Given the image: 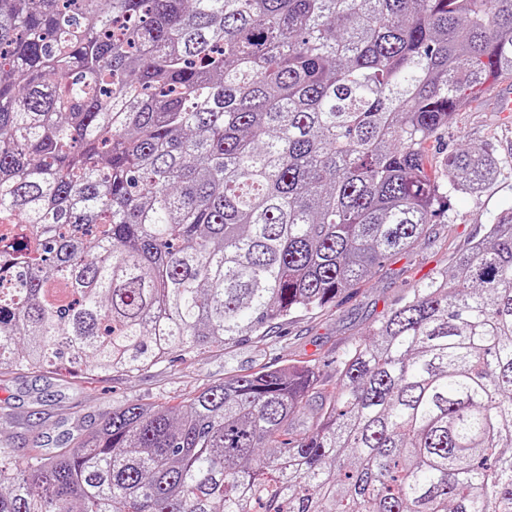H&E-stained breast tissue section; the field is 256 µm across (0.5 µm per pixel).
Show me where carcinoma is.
I'll list each match as a JSON object with an SVG mask.
<instances>
[{"label":"carcinoma","instance_id":"1","mask_svg":"<svg viewBox=\"0 0 512 512\" xmlns=\"http://www.w3.org/2000/svg\"><path fill=\"white\" fill-rule=\"evenodd\" d=\"M512 0H0V376L132 375L325 309L500 175L426 143ZM0 512H512V211L351 344L54 448Z\"/></svg>","mask_w":512,"mask_h":512}]
</instances>
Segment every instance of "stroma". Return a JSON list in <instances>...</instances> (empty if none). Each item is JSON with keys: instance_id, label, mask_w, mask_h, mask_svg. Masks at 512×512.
<instances>
[{"instance_id": "stroma-1", "label": "stroma", "mask_w": 512, "mask_h": 512, "mask_svg": "<svg viewBox=\"0 0 512 512\" xmlns=\"http://www.w3.org/2000/svg\"><path fill=\"white\" fill-rule=\"evenodd\" d=\"M512 98V79L499 82L478 102L457 112L448 129L427 145L426 162L435 166L463 144L482 145L491 155L512 159V122L501 119L500 99ZM512 211V172L482 191L452 192L428 226L419 246L386 262L323 310L301 311L274 325L266 336H247L226 346L190 354L175 352L164 362L127 376L87 378L64 370L0 376V448L21 452L38 445L55 447L63 433L96 426L113 408L136 399L175 403L195 390L223 382L232 374L262 366L314 360L322 379L334 380L336 359L365 336L380 317L433 272L483 239L491 224Z\"/></svg>"}]
</instances>
